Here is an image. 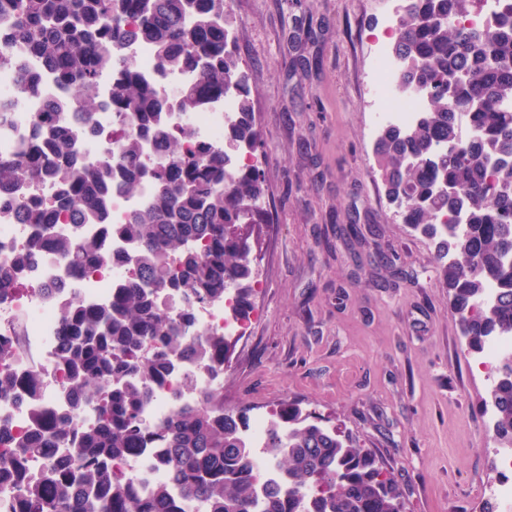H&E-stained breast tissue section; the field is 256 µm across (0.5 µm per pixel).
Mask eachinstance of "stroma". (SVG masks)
Here are the masks:
<instances>
[{
	"instance_id": "1",
	"label": "stroma",
	"mask_w": 512,
	"mask_h": 512,
	"mask_svg": "<svg viewBox=\"0 0 512 512\" xmlns=\"http://www.w3.org/2000/svg\"><path fill=\"white\" fill-rule=\"evenodd\" d=\"M387 2L227 0L271 221L258 229L251 329L230 340L224 406L300 402L377 454L405 512H481L501 479L478 446L488 374L433 243L399 223L373 154L369 75ZM352 221L362 237L336 240V223ZM379 250L397 272L371 263Z\"/></svg>"
}]
</instances>
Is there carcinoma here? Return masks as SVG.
<instances>
[{
	"label": "carcinoma",
	"mask_w": 512,
	"mask_h": 512,
	"mask_svg": "<svg viewBox=\"0 0 512 512\" xmlns=\"http://www.w3.org/2000/svg\"><path fill=\"white\" fill-rule=\"evenodd\" d=\"M394 54L404 90L423 92L427 106L410 125H387L373 152L384 193L402 223L435 243L443 282L469 348L480 353L495 338L512 337V0H497L483 27L461 17L476 0H403ZM226 0H0V67L36 58L54 79L59 102L40 114L35 135L0 160V211L16 207L35 227L26 253L0 257V294L13 287L30 259L50 251L74 268L110 260L95 238L75 244L53 226L75 209L100 224L110 209L112 173L123 189L154 193L125 224L107 233L131 240L134 278L107 306L71 302L60 309L68 333L63 364L76 408L47 428L16 438L0 457V484L24 459L39 457L41 477L21 486L19 512H398L402 493L376 454L312 411L290 404L277 414L265 447L278 457L283 482L261 483L254 451L244 438L245 411L224 408V393L208 391L154 426L165 440L174 484L133 491L110 464L143 448L142 410L148 386L166 382L167 352L207 360L224 370L229 342L211 336L191 343L189 313L173 317L158 296L172 289L194 307L233 290L237 314L250 307L254 229L270 221L262 206L266 184L256 166L235 169L237 156L257 148L260 130L246 75L229 42ZM150 45L164 70H190L194 82L173 97L152 89L122 45ZM118 68L112 105L131 126L123 139L94 159L80 155L81 128L96 110L97 79ZM234 90L237 119L224 143L183 150L169 117L197 111L206 94ZM473 128L461 137L458 113ZM53 183L47 202L19 198L36 180ZM459 190L465 209L440 194ZM493 282L497 295L484 297ZM483 405L496 414L494 438L512 447V356L497 363ZM76 431L81 440L65 466L51 438Z\"/></svg>",
	"instance_id": "carcinoma-1"
}]
</instances>
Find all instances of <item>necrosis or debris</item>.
Instances as JSON below:
<instances>
[{
    "mask_svg": "<svg viewBox=\"0 0 512 512\" xmlns=\"http://www.w3.org/2000/svg\"><path fill=\"white\" fill-rule=\"evenodd\" d=\"M134 59L150 85L159 92L190 84L188 72H160L152 49L144 44L133 46ZM401 62L385 47H377L370 81L377 106L372 114L375 125H405L411 123L425 104L424 96L401 91L396 77ZM113 73H101L100 110L94 115L83 152L88 156L100 154L124 133L122 116L114 112L110 99ZM55 86L48 75L27 93H19L13 71L0 69V107L9 110L12 124L0 128V159L11 157L20 138L29 136L40 112L46 110ZM236 119L234 94L210 95L195 112L175 115L173 129L190 128L193 139L212 147L224 145V132ZM104 247L111 252L112 261L80 271L70 269L51 253H43L26 267L22 288L0 296V341L13 347V354L0 363V376L20 380L16 398L0 400V455L8 454L9 439L33 432L42 421L62 415L66 410L62 388L64 370L60 356L62 323L59 316L63 304L78 301L101 306L111 302L113 290L131 275L129 263L119 261V254H133L129 242L105 238ZM232 295L197 307L193 311L192 336H241L245 322L234 310ZM38 374L36 387L23 385L26 375ZM194 381L193 389L182 387L184 377ZM220 377L203 364L193 360L181 361L165 386L154 388L142 418L153 426L171 418L177 408L193 401L198 392L217 388ZM158 449L122 460L118 471L130 480L135 489L142 490L168 481V470L158 462Z\"/></svg>",
    "mask_w": 512,
    "mask_h": 512,
    "instance_id": "obj_1",
    "label": "necrosis or debris"
}]
</instances>
